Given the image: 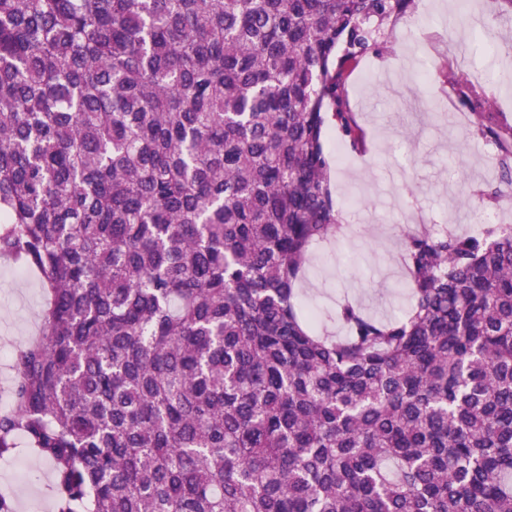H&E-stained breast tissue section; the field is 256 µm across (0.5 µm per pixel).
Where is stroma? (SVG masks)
I'll list each match as a JSON object with an SVG mask.
<instances>
[{"mask_svg":"<svg viewBox=\"0 0 512 512\" xmlns=\"http://www.w3.org/2000/svg\"><path fill=\"white\" fill-rule=\"evenodd\" d=\"M477 19L491 24L499 53L484 54L471 29L449 33V0H415L411 13L397 20L391 38L362 61L349 94L366 133L367 151L352 153L329 134L325 146L333 169L336 209L350 216L345 234L318 248L306 266L303 305L317 311L328 332L342 334L334 313L352 298L386 316L408 305L400 258L404 234L426 224L439 231L478 234L502 221L512 224V200L482 211L466 205L480 190L496 186V150L472 134L467 113L448 108L450 92L441 72L452 66L467 77L494 67L501 77L492 88L494 109L512 124V13L498 0H478ZM47 294L33 272L0 264V385H11L13 356L37 336ZM36 486L25 493L11 470L0 463V495L16 512H30L38 501L52 512L53 471L27 443H20Z\"/></svg>","mask_w":512,"mask_h":512,"instance_id":"obj_1","label":"stroma"}]
</instances>
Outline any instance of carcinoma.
I'll return each instance as SVG.
<instances>
[{
  "label": "carcinoma",
  "instance_id": "obj_1",
  "mask_svg": "<svg viewBox=\"0 0 512 512\" xmlns=\"http://www.w3.org/2000/svg\"><path fill=\"white\" fill-rule=\"evenodd\" d=\"M414 0H0V256L48 294L0 457L56 512H512V224L401 241L411 305L299 300L325 153ZM512 199L492 78L442 72ZM19 452L26 453L31 467L34 469L32 478L38 481L33 493L38 499L40 510L30 511L29 506L33 499L21 490L15 483L12 471L0 461V495L10 497L16 507V512H55L52 487L54 483L53 471L37 452L23 439L19 443ZM53 510V511H46Z\"/></svg>",
  "mask_w": 512,
  "mask_h": 512
}]
</instances>
